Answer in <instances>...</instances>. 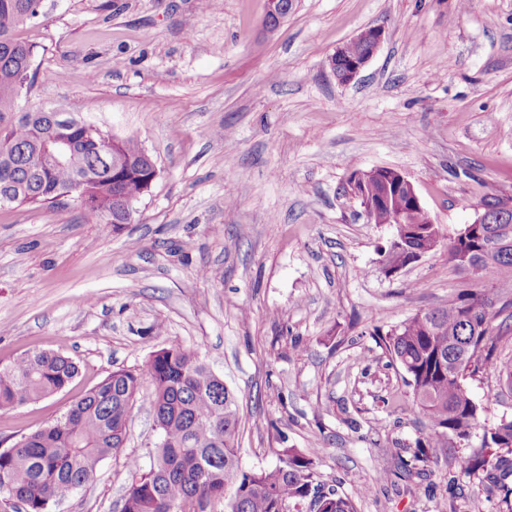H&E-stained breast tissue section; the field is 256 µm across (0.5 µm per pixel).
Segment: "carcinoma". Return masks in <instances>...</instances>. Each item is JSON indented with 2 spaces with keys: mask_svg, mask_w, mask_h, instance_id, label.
<instances>
[{
  "mask_svg": "<svg viewBox=\"0 0 512 512\" xmlns=\"http://www.w3.org/2000/svg\"><path fill=\"white\" fill-rule=\"evenodd\" d=\"M41 0H0V197L15 195L14 204L57 203L62 192L81 175L85 192L73 193L87 220L106 231L111 227L115 190L134 203L150 191L153 176L145 150L133 137L116 138L102 147L97 136L80 134V167L43 168L33 151L37 141L59 137L47 118L19 106L31 90L36 72L26 69L33 47L16 30L39 17ZM363 200H384L374 223L392 224L408 218L407 232L393 243L402 260L424 248L436 250L440 234L426 211L411 208L404 188L387 186L373 177L357 185ZM448 265L474 274H494L496 297L475 289L448 304L419 311L389 334L386 348L399 363L412 387V402L427 417L432 435L465 439L478 425L480 408L463 385L480 369L505 374L512 391V359L498 353L512 343V326L494 320L512 318V223L482 224L478 231L459 235L448 245ZM500 306H495V303ZM78 365L57 352H34L0 366V410L37 402L65 388ZM146 375L154 387V411L160 430L153 464L131 485L121 512H198L196 504L224 502V512H286L285 506L320 496L322 512H357L353 498L340 495L314 478V457L294 448L278 450L272 468L245 471L238 458L237 399L215 380L213 372L191 347L162 349L149 359ZM142 374L110 372L60 419L23 436L0 451V497L24 505V512H48L66 493L86 485L98 463L120 450ZM483 448L494 467L505 500L512 499V419H502L483 436ZM486 459L459 458V474L476 476Z\"/></svg>",
  "mask_w": 512,
  "mask_h": 512,
  "instance_id": "obj_1",
  "label": "carcinoma"
}]
</instances>
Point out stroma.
<instances>
[{
    "mask_svg": "<svg viewBox=\"0 0 512 512\" xmlns=\"http://www.w3.org/2000/svg\"><path fill=\"white\" fill-rule=\"evenodd\" d=\"M265 4L43 0L17 30L38 69L21 106L137 138L158 176L108 233L73 202L0 207V365L53 351L79 366L61 391L0 411V451L112 370L141 372L124 447L51 507L120 512L159 441L146 364L191 346L238 399L243 468L316 448L319 480L358 512H507L499 488L456 476L457 455L512 419L499 373L464 379L485 411L452 451L383 336L496 285L449 266L445 245L482 196L512 198V0H293L271 33ZM375 25L381 48L338 83L328 57ZM379 166L408 177L442 240L393 272L395 226L344 193Z\"/></svg>",
    "mask_w": 512,
    "mask_h": 512,
    "instance_id": "stroma-1",
    "label": "stroma"
}]
</instances>
